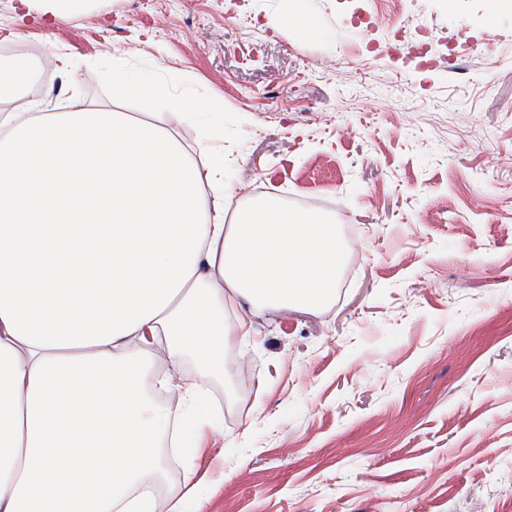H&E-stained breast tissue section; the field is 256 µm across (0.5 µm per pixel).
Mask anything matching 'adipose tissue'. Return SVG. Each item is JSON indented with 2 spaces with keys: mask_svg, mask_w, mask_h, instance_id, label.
I'll list each match as a JSON object with an SVG mask.
<instances>
[{
  "mask_svg": "<svg viewBox=\"0 0 512 512\" xmlns=\"http://www.w3.org/2000/svg\"><path fill=\"white\" fill-rule=\"evenodd\" d=\"M23 86L0 69V512H203L146 489L159 438L193 446L213 425L225 301L333 297L336 227L272 201L226 218L223 153L200 166L175 128L109 108L33 111ZM116 92L188 106L154 81ZM149 386L178 405L152 412Z\"/></svg>",
  "mask_w": 512,
  "mask_h": 512,
  "instance_id": "ef3b65f1",
  "label": "adipose tissue"
}]
</instances>
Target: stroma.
Here are the masks:
<instances>
[{"mask_svg":"<svg viewBox=\"0 0 512 512\" xmlns=\"http://www.w3.org/2000/svg\"><path fill=\"white\" fill-rule=\"evenodd\" d=\"M0 0V48L46 111L172 122L125 78L218 96L226 214L272 200L341 244L322 307L225 303L214 426L149 477L206 512H512V14L489 0ZM419 25L426 63L394 33ZM250 334L240 338L238 321Z\"/></svg>","mask_w":512,"mask_h":512,"instance_id":"obj_1","label":"stroma"}]
</instances>
